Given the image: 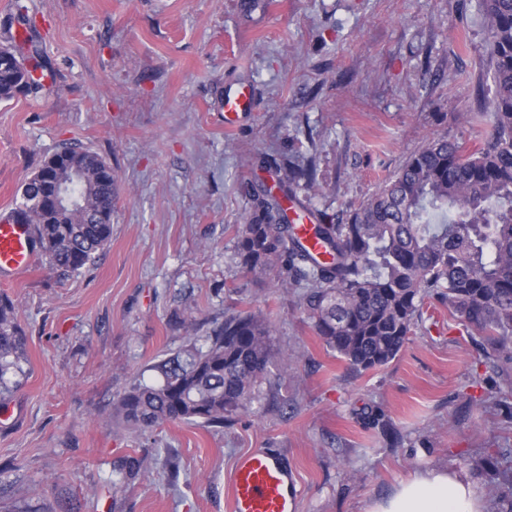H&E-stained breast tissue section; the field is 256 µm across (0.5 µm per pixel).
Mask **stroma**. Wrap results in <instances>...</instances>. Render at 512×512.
Instances as JSON below:
<instances>
[{
    "instance_id": "stroma-1",
    "label": "stroma",
    "mask_w": 512,
    "mask_h": 512,
    "mask_svg": "<svg viewBox=\"0 0 512 512\" xmlns=\"http://www.w3.org/2000/svg\"><path fill=\"white\" fill-rule=\"evenodd\" d=\"M484 0H0V45L23 17L52 83L0 102V213L45 158L78 144L112 166V237L78 273L37 255L16 305L28 361L0 421V512H227L239 455L292 467L297 512H363L410 473L445 465L483 488L512 470V359L437 298L405 347L356 372L306 319L304 290L246 274L236 226L262 154L314 159L308 207L341 220L429 140L478 145L492 86ZM255 106L227 129L220 99ZM249 311L293 361L260 415L128 431L112 406L185 344ZM147 477L110 485L126 457Z\"/></svg>"
}]
</instances>
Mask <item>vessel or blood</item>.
Masks as SVG:
<instances>
[{
	"label": "vessel or blood",
	"mask_w": 512,
	"mask_h": 512,
	"mask_svg": "<svg viewBox=\"0 0 512 512\" xmlns=\"http://www.w3.org/2000/svg\"><path fill=\"white\" fill-rule=\"evenodd\" d=\"M250 87L223 99L225 114L253 109ZM34 225L0 219V277L25 275L35 261ZM298 490L294 476L268 452L252 450L237 462L230 487L231 512H296Z\"/></svg>",
	"instance_id": "1"
}]
</instances>
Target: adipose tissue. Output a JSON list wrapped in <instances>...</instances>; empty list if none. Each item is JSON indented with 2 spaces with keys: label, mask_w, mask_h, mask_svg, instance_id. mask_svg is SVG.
<instances>
[{
  "label": "adipose tissue",
  "mask_w": 512,
  "mask_h": 512,
  "mask_svg": "<svg viewBox=\"0 0 512 512\" xmlns=\"http://www.w3.org/2000/svg\"><path fill=\"white\" fill-rule=\"evenodd\" d=\"M477 484L455 470L434 467L401 479L386 496L367 502L364 512H484Z\"/></svg>",
  "instance_id": "adipose-tissue-1"
}]
</instances>
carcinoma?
<instances>
[{
	"label": "carcinoma",
	"instance_id": "obj_1",
	"mask_svg": "<svg viewBox=\"0 0 512 512\" xmlns=\"http://www.w3.org/2000/svg\"><path fill=\"white\" fill-rule=\"evenodd\" d=\"M485 40L493 91L485 97L488 135L473 149L441 137L412 154L344 224L314 215L323 249L315 256L295 235L283 203L299 205L295 188L317 182L312 160H264L279 194L246 189L249 211L236 228L242 269L274 286L301 285L305 312L327 349L357 372L388 365L401 352L425 295L448 303L453 315L495 350L512 342V0H486ZM23 46H0V102L37 93L42 85L25 65ZM112 165L97 152L64 149L45 159L25 184L28 202L11 216L33 224L51 265L77 273L94 263L112 236L116 197ZM60 181L73 202L56 205L43 185ZM153 366L159 384L136 383L117 398L120 424L133 431L173 422L201 427L253 409L273 368H285L273 329L252 312L224 322ZM23 331L15 306L0 296V400L6 376L23 371ZM148 472L132 457L114 485L128 487Z\"/></svg>",
	"mask_w": 512,
	"mask_h": 512
}]
</instances>
